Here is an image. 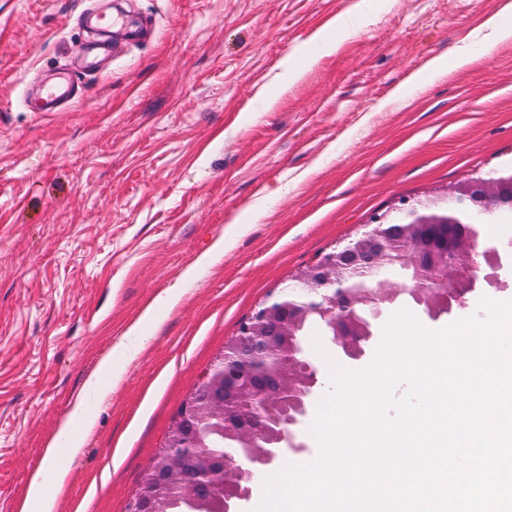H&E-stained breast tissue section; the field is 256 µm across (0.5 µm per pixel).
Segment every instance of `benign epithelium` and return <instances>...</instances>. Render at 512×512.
<instances>
[{
    "label": "benign epithelium",
    "mask_w": 512,
    "mask_h": 512,
    "mask_svg": "<svg viewBox=\"0 0 512 512\" xmlns=\"http://www.w3.org/2000/svg\"><path fill=\"white\" fill-rule=\"evenodd\" d=\"M443 199L451 215L431 214L418 201L399 208L392 218L378 217L368 231L298 272L295 281L300 292L286 289L262 304L226 344L220 361L200 375L162 448L133 491L127 512H159L153 492L169 480L161 458L175 461L189 451H200L194 422L220 420L224 436L242 445L233 455L207 457L205 470L184 476L182 482L186 498L192 500L200 494L216 497L223 512H241L242 503L252 493L256 469L304 450L294 429L308 414L320 368L304 356L297 336L301 317L292 314L295 300H303L308 310L329 320L330 339L337 351L351 361H360L375 334L359 321L357 307L368 304L380 315L402 291L384 274L388 261L412 271V293L424 306L423 314L433 321L466 307L475 291L493 286L498 256L487 254L482 261L472 258L457 235L433 237L426 243L413 242L410 237L431 225L459 224L461 215L495 210L503 201L495 179L479 177L450 186ZM280 348L288 350V371L296 372V378L283 375L260 388L245 385L248 404L244 408L230 410L224 400L201 388L212 373L221 374L226 381H242L247 364H262Z\"/></svg>",
    "instance_id": "7a95c632"
}]
</instances>
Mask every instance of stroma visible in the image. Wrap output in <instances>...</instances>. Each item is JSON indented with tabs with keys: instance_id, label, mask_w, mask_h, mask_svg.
<instances>
[{
	"instance_id": "stroma-1",
	"label": "stroma",
	"mask_w": 512,
	"mask_h": 512,
	"mask_svg": "<svg viewBox=\"0 0 512 512\" xmlns=\"http://www.w3.org/2000/svg\"><path fill=\"white\" fill-rule=\"evenodd\" d=\"M354 2L98 0L155 40L40 114L26 86L83 55L84 0H0V512L79 401L95 426L56 512H126L242 321L376 216L512 165V41L485 26L507 0H373L369 21ZM342 14L353 32L325 53ZM296 48L316 60L295 81ZM457 52L481 59L431 77ZM135 324L144 348L84 395Z\"/></svg>"
}]
</instances>
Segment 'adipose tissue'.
I'll use <instances>...</instances> for the list:
<instances>
[{
  "label": "adipose tissue",
  "mask_w": 512,
  "mask_h": 512,
  "mask_svg": "<svg viewBox=\"0 0 512 512\" xmlns=\"http://www.w3.org/2000/svg\"><path fill=\"white\" fill-rule=\"evenodd\" d=\"M93 424L83 406L74 405L49 441L43 466L31 476L19 512H55L57 498L64 491L68 478V469L60 459L57 445L66 442L70 453H77L81 447L79 431H90Z\"/></svg>",
  "instance_id": "ef3b65f1"
}]
</instances>
